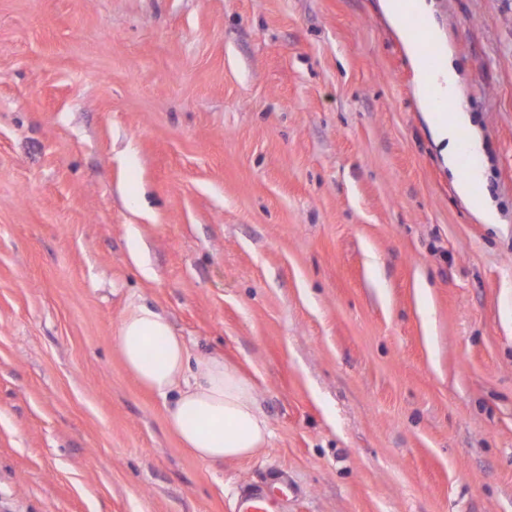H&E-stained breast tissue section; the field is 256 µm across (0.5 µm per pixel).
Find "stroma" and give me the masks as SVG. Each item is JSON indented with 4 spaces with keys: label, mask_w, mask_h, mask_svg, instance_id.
Returning <instances> with one entry per match:
<instances>
[{
    "label": "stroma",
    "mask_w": 512,
    "mask_h": 512,
    "mask_svg": "<svg viewBox=\"0 0 512 512\" xmlns=\"http://www.w3.org/2000/svg\"><path fill=\"white\" fill-rule=\"evenodd\" d=\"M433 14L494 224L379 0H0V512H234L273 469L288 512H512V0ZM133 302L266 448H182ZM480 178L481 173L476 171L465 177L460 176L455 183L456 190L468 205L480 215L485 224L497 223L496 211L489 205L485 196L473 191L472 184ZM116 337L127 370L163 400L186 451L214 464L266 447L271 427L253 382L224 356H193L167 315L144 303L130 304Z\"/></svg>",
    "instance_id": "1"
}]
</instances>
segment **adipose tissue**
<instances>
[{"label": "adipose tissue", "instance_id": "ef3b65f1", "mask_svg": "<svg viewBox=\"0 0 512 512\" xmlns=\"http://www.w3.org/2000/svg\"><path fill=\"white\" fill-rule=\"evenodd\" d=\"M117 348L130 374L163 400L168 426L198 459L221 463L266 447L271 427L251 379L223 356L192 355L162 311L130 304Z\"/></svg>", "mask_w": 512, "mask_h": 512}]
</instances>
